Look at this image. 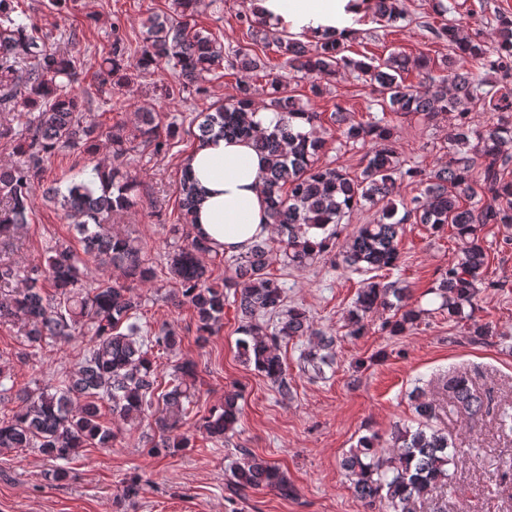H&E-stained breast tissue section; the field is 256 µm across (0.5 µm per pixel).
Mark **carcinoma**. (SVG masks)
<instances>
[{
  "label": "carcinoma",
  "instance_id": "cac0c4a2",
  "mask_svg": "<svg viewBox=\"0 0 512 512\" xmlns=\"http://www.w3.org/2000/svg\"><path fill=\"white\" fill-rule=\"evenodd\" d=\"M172 5L171 13L145 21L141 43L135 47L120 24L112 22L109 48L100 56L95 78L120 89L132 77L151 75L166 64L176 81L165 89V96H180L191 88L203 92L201 82L223 66L224 45L196 28L195 16L207 7L205 0H172ZM372 14L388 27L405 19L400 0H372ZM34 29L20 0H0V139L15 142V160L0 164V248H9L27 223V202L43 182L49 157L66 148L88 159L102 149L110 153V162L94 166L92 176H72L45 190L73 226L82 251L56 241L47 247L46 264L30 266L24 285L0 298V322L24 321L31 346L47 339L67 345L91 335V346L78 367L52 388L37 384L15 392L13 374L0 365V397L13 392L19 401L17 410L0 417V449L38 450L55 462L51 479L62 482L70 477L69 464L82 449L106 447L116 436L112 423L103 421L105 404L114 419L131 429L154 418L156 432L148 436L152 454L167 456L188 447L189 437L181 429L187 405L198 392V371L190 362H175L170 365L171 389L157 393L159 365L152 353L176 350L181 336L168 326L154 331L136 317L139 297L133 289L153 283L156 274L134 240L109 230L112 213L135 205L137 181L128 171L135 143L160 154L179 136L180 124H165L150 109L139 113L138 124L130 130L87 119L84 100L73 89L84 64L77 49L80 37L69 33L61 49L34 35ZM431 33L448 49L442 56L446 74L433 75L436 62L420 57L417 67L426 75L422 88L405 84L407 59L402 55L392 53L374 64L346 55L348 37L340 34L314 45L278 36L274 41L284 62L267 74L262 97L248 80L239 81L236 96L200 113L196 139L217 131L251 137L267 154L261 182L268 195V219L279 232L281 256L290 266L311 265L333 246L328 226L365 208L376 209L373 222L355 227L342 250L345 267L361 274L398 266V241L409 220L438 231L450 227L459 251L429 293L438 302L435 311L465 323V339L476 344L493 335L490 323L475 316L488 264L480 227L512 224V181L505 179L512 167V16L495 15L489 40L459 19ZM229 66L247 74L266 69L261 58L244 47L235 50ZM347 73L377 92L366 121L347 118L339 104L331 114L342 126L345 144L367 148L364 166L355 176L340 166L319 164L325 147L317 130L319 115L289 90L290 81L300 77L319 95L321 82ZM259 108L280 114L274 131L253 127L249 113ZM374 110L381 116L372 114ZM474 112L493 116L477 126ZM412 113L430 120L450 118L448 164L427 171L408 167L401 159L394 120ZM298 115L307 118L310 133L294 130ZM17 116L26 118L20 130L13 126ZM405 180L422 190L403 204L400 216L393 196L397 183ZM179 202L182 223L189 227L196 188L186 170L179 181ZM210 252L190 229L168 259L169 274L179 285L174 301L193 309L198 335L212 334L224 316V291H231L242 316L237 347L244 362L286 396L291 386L278 343L305 336L309 348L302 354L304 368L322 375L333 360L335 338L314 328L304 311L285 308L282 288L266 272L274 259L268 242L261 240L235 258L233 274L219 283L211 280L203 263ZM92 261L120 270L123 280L89 278ZM407 298L408 289L398 281L366 282L348 312L350 335H361L365 319L380 307L394 311L388 321L393 332L413 329L431 310L411 306ZM442 389L470 421L490 412L465 374L443 379ZM240 399L237 390L224 392V401L201 418L199 429L214 441L226 439L238 422ZM410 401L417 426L395 427L385 448L376 436H364L340 462L366 512H419L434 493L454 489L450 466L463 450L457 438L436 425L442 410L439 400L417 386ZM229 482L241 490L273 488L285 498L292 493L279 468L245 449L229 467Z\"/></svg>",
  "mask_w": 512,
  "mask_h": 512
}]
</instances>
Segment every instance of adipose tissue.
<instances>
[{"label": "adipose tissue", "instance_id": "obj_1", "mask_svg": "<svg viewBox=\"0 0 512 512\" xmlns=\"http://www.w3.org/2000/svg\"><path fill=\"white\" fill-rule=\"evenodd\" d=\"M370 0H254V10L271 31L315 44L354 33ZM198 189L194 232L215 252L242 254L272 234L260 177L267 161L252 142L215 136L185 161Z\"/></svg>", "mask_w": 512, "mask_h": 512}]
</instances>
